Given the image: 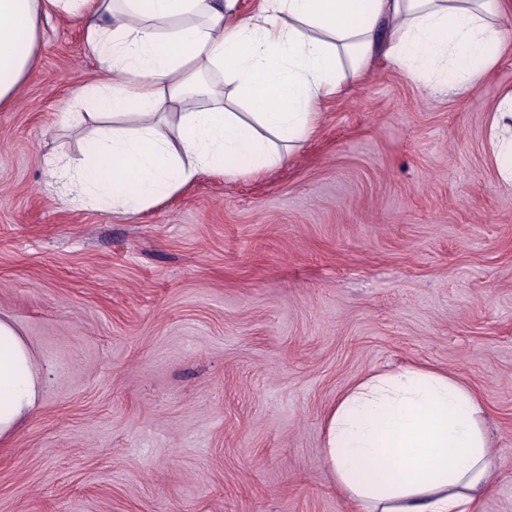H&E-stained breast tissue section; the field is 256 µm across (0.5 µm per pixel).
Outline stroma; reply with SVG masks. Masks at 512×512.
<instances>
[{
	"label": "stroma",
	"mask_w": 512,
	"mask_h": 512,
	"mask_svg": "<svg viewBox=\"0 0 512 512\" xmlns=\"http://www.w3.org/2000/svg\"><path fill=\"white\" fill-rule=\"evenodd\" d=\"M98 71L51 14L0 109V316L43 382L0 446V512H351L325 417L407 364L478 393L498 467L476 512H512V186L490 145L512 53L468 95L376 61L283 166L137 217L45 185Z\"/></svg>",
	"instance_id": "obj_1"
}]
</instances>
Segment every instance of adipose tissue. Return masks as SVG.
Listing matches in <instances>:
<instances>
[{"mask_svg":"<svg viewBox=\"0 0 512 512\" xmlns=\"http://www.w3.org/2000/svg\"><path fill=\"white\" fill-rule=\"evenodd\" d=\"M80 20L100 65L72 127L94 121L81 157L46 162L68 203L140 215L205 174L256 177L313 136L325 106L374 60L428 90L463 93L512 50V0H0V109L34 68L41 19ZM494 145L512 184V91ZM41 377L0 317V444L35 409ZM324 454L360 512H471L490 489L482 406L454 374L421 365L371 372L325 419Z\"/></svg>","mask_w":512,"mask_h":512,"instance_id":"obj_1","label":"adipose tissue"}]
</instances>
